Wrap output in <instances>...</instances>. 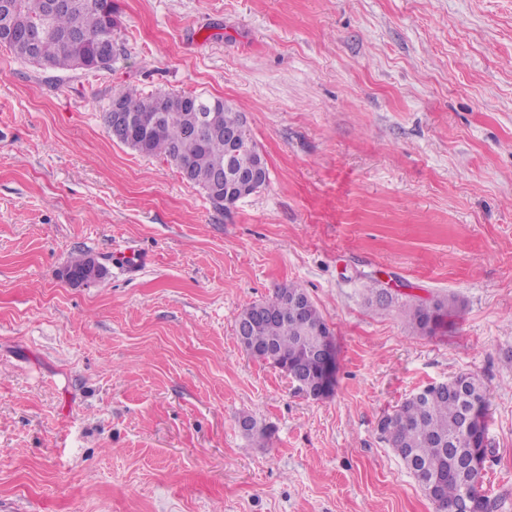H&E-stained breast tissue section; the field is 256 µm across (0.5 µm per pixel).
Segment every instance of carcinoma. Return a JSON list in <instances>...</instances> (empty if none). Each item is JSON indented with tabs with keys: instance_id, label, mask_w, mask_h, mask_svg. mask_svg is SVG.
<instances>
[{
	"instance_id": "cac0c4a2",
	"label": "carcinoma",
	"mask_w": 512,
	"mask_h": 512,
	"mask_svg": "<svg viewBox=\"0 0 512 512\" xmlns=\"http://www.w3.org/2000/svg\"><path fill=\"white\" fill-rule=\"evenodd\" d=\"M67 12L52 13L50 0H0V15L9 12L16 32L5 48L18 59L66 71H108L118 60V51L105 63L97 58L95 42L114 35L117 21L112 19V0H73ZM43 26L45 37L36 49H31L24 33L27 26ZM188 92H155L147 95L124 94L128 106L138 116L150 122L133 135L131 150L147 157L161 156L179 172H188L186 181L204 190L214 183L215 176L225 172L227 162L239 169L255 163L246 150L252 134L239 141L238 153L229 156L226 131L235 126L239 110L220 98L202 94L192 96L202 104L208 115V132L192 134L184 113L175 103L190 96ZM292 289L308 298L304 289L286 285L274 288L262 301L265 316L254 322L249 332V344L254 349H271L281 365L304 380L314 381L320 365L309 356L317 340L313 329L324 322L315 305L307 314L295 318L284 298L283 290ZM457 309L454 298L438 300L429 306L412 305L405 311L409 328L414 333L433 334L445 318ZM464 381L468 395H476L479 412L484 419L480 430L467 434L463 394L455 389ZM485 388L474 375H461L448 381V386L431 388L421 395L406 398L391 415L379 422V431L403 461L414 478H423L437 487L433 501L435 512H443L466 491L479 505V512H491V502L482 493L479 475L465 470V458L473 452H492L487 436Z\"/></svg>"
}]
</instances>
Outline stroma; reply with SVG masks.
Here are the masks:
<instances>
[{
	"instance_id": "35a3bbf8",
	"label": "stroma",
	"mask_w": 512,
	"mask_h": 512,
	"mask_svg": "<svg viewBox=\"0 0 512 512\" xmlns=\"http://www.w3.org/2000/svg\"><path fill=\"white\" fill-rule=\"evenodd\" d=\"M113 2L112 70L0 48V512H434L378 424L467 373L512 512V0ZM129 89L234 104L268 185L218 210L114 143ZM288 283L336 337L322 400L238 341ZM457 309V300H438L432 305H412L405 311L409 328L413 333L433 334L445 322V318Z\"/></svg>"
}]
</instances>
